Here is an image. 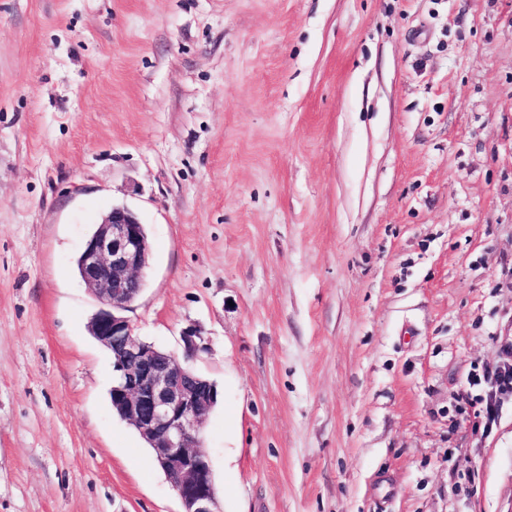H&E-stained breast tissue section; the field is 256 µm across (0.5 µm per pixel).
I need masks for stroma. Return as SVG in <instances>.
<instances>
[{
	"mask_svg": "<svg viewBox=\"0 0 512 512\" xmlns=\"http://www.w3.org/2000/svg\"><path fill=\"white\" fill-rule=\"evenodd\" d=\"M114 206L221 512H512V0H0V512H181L87 330Z\"/></svg>",
	"mask_w": 512,
	"mask_h": 512,
	"instance_id": "1",
	"label": "stroma"
}]
</instances>
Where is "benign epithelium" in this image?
I'll return each instance as SVG.
<instances>
[{"label": "benign epithelium", "mask_w": 512, "mask_h": 512, "mask_svg": "<svg viewBox=\"0 0 512 512\" xmlns=\"http://www.w3.org/2000/svg\"><path fill=\"white\" fill-rule=\"evenodd\" d=\"M79 264L81 279L100 304L89 331L112 352L113 409L152 449L182 512H220L200 436L217 394L189 365L207 351L204 338L192 327L183 329L180 358L141 340L123 315L142 291V274L150 265L143 224L127 207H112L87 240Z\"/></svg>", "instance_id": "benign-epithelium-1"}]
</instances>
